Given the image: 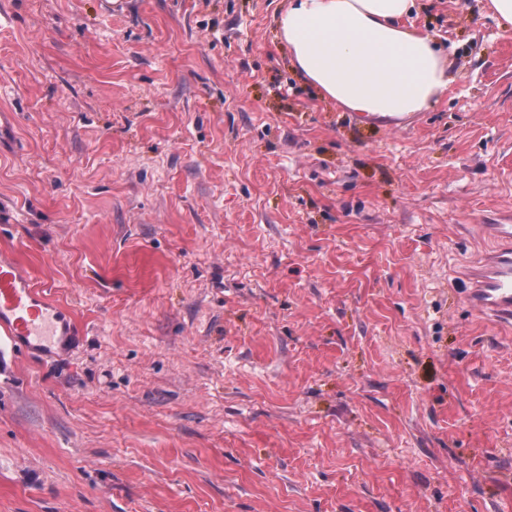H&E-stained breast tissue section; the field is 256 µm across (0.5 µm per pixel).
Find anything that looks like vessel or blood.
Returning a JSON list of instances; mask_svg holds the SVG:
<instances>
[{
  "label": "vessel or blood",
  "instance_id": "1",
  "mask_svg": "<svg viewBox=\"0 0 512 512\" xmlns=\"http://www.w3.org/2000/svg\"><path fill=\"white\" fill-rule=\"evenodd\" d=\"M493 247L467 273L465 299L478 315L512 327V224H487ZM76 328L37 289L20 262L0 257V341L13 347L51 351L64 345Z\"/></svg>",
  "mask_w": 512,
  "mask_h": 512
}]
</instances>
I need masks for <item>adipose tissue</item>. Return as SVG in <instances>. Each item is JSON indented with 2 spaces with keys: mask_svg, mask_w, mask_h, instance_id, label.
I'll return each instance as SVG.
<instances>
[{
  "mask_svg": "<svg viewBox=\"0 0 512 512\" xmlns=\"http://www.w3.org/2000/svg\"><path fill=\"white\" fill-rule=\"evenodd\" d=\"M415 0H292L278 19L293 67L351 112L423 111L455 80L432 36L403 26Z\"/></svg>",
  "mask_w": 512,
  "mask_h": 512,
  "instance_id": "ef3b65f1",
  "label": "adipose tissue"
}]
</instances>
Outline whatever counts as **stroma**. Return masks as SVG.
Instances as JSON below:
<instances>
[{"mask_svg": "<svg viewBox=\"0 0 512 512\" xmlns=\"http://www.w3.org/2000/svg\"><path fill=\"white\" fill-rule=\"evenodd\" d=\"M290 0H0V255L79 336L0 346V512H512V32L416 0L456 81L359 125ZM493 242L482 262L466 272L465 299L472 310L512 327V224H481Z\"/></svg>", "mask_w": 512, "mask_h": 512, "instance_id": "35a3bbf8", "label": "stroma"}]
</instances>
